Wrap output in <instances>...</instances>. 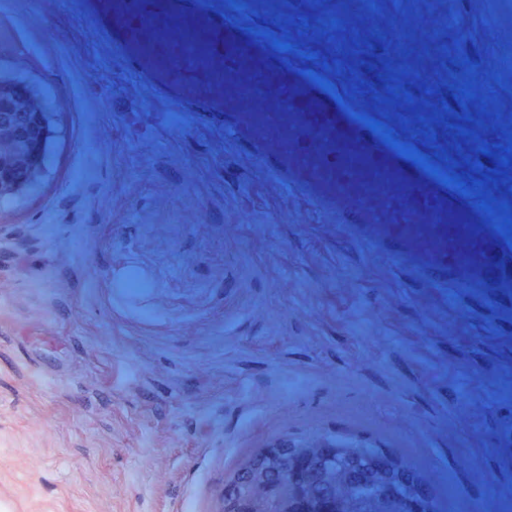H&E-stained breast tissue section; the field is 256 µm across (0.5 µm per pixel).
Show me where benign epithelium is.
Here are the masks:
<instances>
[{"label":"benign epithelium","instance_id":"1","mask_svg":"<svg viewBox=\"0 0 512 512\" xmlns=\"http://www.w3.org/2000/svg\"><path fill=\"white\" fill-rule=\"evenodd\" d=\"M0 198L9 205L0 208V224L10 206L33 191L36 180L45 173L48 120L34 89L24 83L0 79ZM359 448L351 445H325L311 441L297 448H271L253 458L224 489V512H311L306 491L326 482L322 463L341 459L330 485L337 494L330 502L332 512H361L346 489L355 483H380L386 493L384 505L392 502L393 485L407 489V512H429L419 479L396 456L379 451L367 465L356 461Z\"/></svg>","mask_w":512,"mask_h":512}]
</instances>
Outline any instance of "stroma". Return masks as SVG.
Masks as SVG:
<instances>
[{
	"label": "stroma",
	"instance_id": "obj_1",
	"mask_svg": "<svg viewBox=\"0 0 512 512\" xmlns=\"http://www.w3.org/2000/svg\"><path fill=\"white\" fill-rule=\"evenodd\" d=\"M343 3L345 66L320 35ZM155 5L0 0L60 147L0 227V512H221L245 462L312 437L404 458L430 512H512V231L468 206L512 202V0H288L294 67L261 68L331 95L315 118L243 75L234 32L221 80L147 54ZM411 103L434 124L392 153L377 123ZM434 154L444 178L417 161ZM132 265L163 280L139 304L112 284Z\"/></svg>",
	"mask_w": 512,
	"mask_h": 512
}]
</instances>
